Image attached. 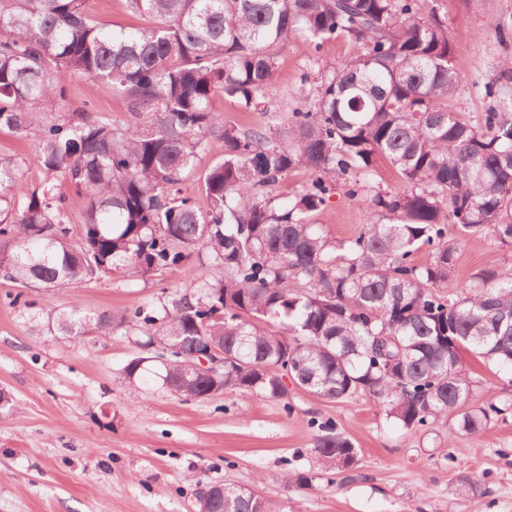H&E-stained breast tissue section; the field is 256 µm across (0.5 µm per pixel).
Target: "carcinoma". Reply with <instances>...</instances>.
Returning a JSON list of instances; mask_svg holds the SVG:
<instances>
[{"mask_svg": "<svg viewBox=\"0 0 512 512\" xmlns=\"http://www.w3.org/2000/svg\"><path fill=\"white\" fill-rule=\"evenodd\" d=\"M90 0H0V130L37 133L39 188L0 191V277L22 288H65L115 269L132 277L184 265L203 249L212 267L159 312L115 314L74 306L55 319L76 337L127 326L139 349L124 367L139 384L158 369L183 399L211 392L288 397L285 379L328 401L368 396L407 431L441 419L448 436L478 437L512 414V400L479 402L469 352L512 376V267L473 272L444 292L457 238L512 246V64L474 87L486 103L454 109L461 78L448 20L419 0H126L148 25L116 29ZM317 49L337 36L355 54L310 67L299 96L272 105L266 91L279 49L297 36ZM80 74L129 102L121 127L67 111L62 78ZM222 94L265 122L243 128L212 108ZM224 157L205 170V209L182 189L210 139ZM388 162L403 181L375 182ZM308 182L272 194L289 173ZM87 199L74 239L55 181ZM358 200L360 229L330 237L310 216L332 193ZM428 260H417L418 253ZM175 348L165 357L151 349ZM224 346L216 375L186 374L209 344ZM313 467L344 473L358 451L337 423L317 424ZM467 498L481 483L459 478ZM197 512H288V501L224 486Z\"/></svg>", "mask_w": 512, "mask_h": 512, "instance_id": "cac0c4a2", "label": "carcinoma"}]
</instances>
